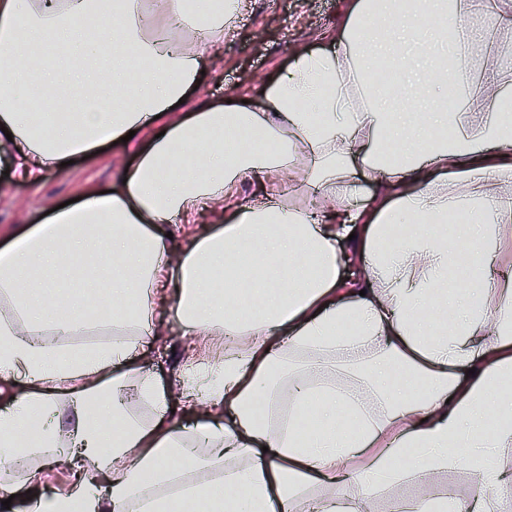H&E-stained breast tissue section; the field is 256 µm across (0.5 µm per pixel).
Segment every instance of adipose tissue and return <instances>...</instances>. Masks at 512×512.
<instances>
[{"mask_svg": "<svg viewBox=\"0 0 512 512\" xmlns=\"http://www.w3.org/2000/svg\"><path fill=\"white\" fill-rule=\"evenodd\" d=\"M246 8L0 0V158L15 178L37 181L124 136L138 152L126 182L0 249V382L20 385L0 413V482L24 512H371L385 484L463 461L472 497L426 495L412 512H503L512 262L497 257L512 223V125L493 106H442L470 94L466 69L448 63L481 52L474 31L428 70L426 119L385 105L374 65L394 37L463 28L464 0H358L335 49L295 51L259 106L177 113ZM38 32L56 36L69 67L28 45ZM47 90L65 113L32 128L25 104ZM246 183L261 196L245 197ZM308 192L314 205L294 204ZM452 214L477 221L450 233ZM70 279L90 287L76 319ZM169 294L196 340L181 396L211 413L190 427L133 365L158 343ZM82 325L111 326V342L69 353ZM22 457L66 462L72 480L31 493ZM195 472L222 478V494ZM319 486L329 495H305Z\"/></svg>", "mask_w": 512, "mask_h": 512, "instance_id": "1", "label": "adipose tissue"}]
</instances>
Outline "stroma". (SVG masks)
Instances as JSON below:
<instances>
[{
    "mask_svg": "<svg viewBox=\"0 0 512 512\" xmlns=\"http://www.w3.org/2000/svg\"><path fill=\"white\" fill-rule=\"evenodd\" d=\"M353 4L354 0H249L182 111L192 112L206 102L231 96L257 101L265 84L290 63L295 51L335 47ZM134 162L133 154L116 144L77 157L65 171L48 172L33 184L0 174V247L16 228L37 223L47 202L61 204L92 189L111 188L120 172ZM158 317L165 323V346L160 350L143 346L135 364L154 374L170 392L175 420L191 426L202 421L204 413L199 407L186 406L179 393L178 366L187 339L170 322L167 309H160Z\"/></svg>",
    "mask_w": 512,
    "mask_h": 512,
    "instance_id": "35a3bbf8",
    "label": "stroma"
}]
</instances>
